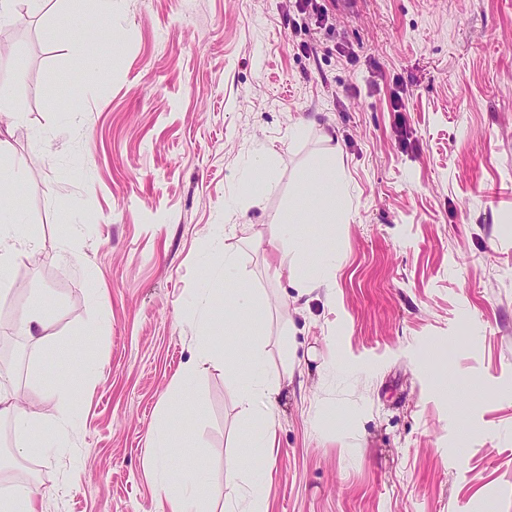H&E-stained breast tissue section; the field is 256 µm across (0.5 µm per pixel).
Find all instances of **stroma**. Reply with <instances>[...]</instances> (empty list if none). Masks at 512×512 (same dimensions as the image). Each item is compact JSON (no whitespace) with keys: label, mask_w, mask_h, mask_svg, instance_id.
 Returning <instances> with one entry per match:
<instances>
[{"label":"stroma","mask_w":512,"mask_h":512,"mask_svg":"<svg viewBox=\"0 0 512 512\" xmlns=\"http://www.w3.org/2000/svg\"><path fill=\"white\" fill-rule=\"evenodd\" d=\"M324 2L319 24L286 0H18L0 25L22 113L1 175L36 232L0 306L52 298L22 389L71 417L28 459L37 512H160L165 414L188 435L171 469L202 466L215 512L231 464L268 476V512H512V0ZM331 151L345 185L335 224L304 227V293L272 275L271 226L314 213ZM226 286L256 298L279 383L270 463L223 364L179 405ZM62 342L66 377L41 362Z\"/></svg>","instance_id":"obj_1"}]
</instances>
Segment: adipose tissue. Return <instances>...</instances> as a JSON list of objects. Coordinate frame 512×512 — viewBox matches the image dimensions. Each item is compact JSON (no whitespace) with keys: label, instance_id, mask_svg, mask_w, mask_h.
<instances>
[{"label":"adipose tissue","instance_id":"adipose-tissue-1","mask_svg":"<svg viewBox=\"0 0 512 512\" xmlns=\"http://www.w3.org/2000/svg\"><path fill=\"white\" fill-rule=\"evenodd\" d=\"M311 183L323 193L320 211L322 223H335L334 203L341 187V172L335 159L317 161L312 170ZM229 296L237 308L239 320L246 328L248 341L243 355L228 360L227 366L230 371L240 373L243 379L239 400L246 416L244 436L249 451L268 457L274 448L275 417L271 403L279 386L270 381L261 368L263 351L259 336L263 323L257 316L250 294L237 288L231 290ZM48 307V296L40 289H30L28 304L14 321L17 334L30 340L41 338L47 328ZM0 421L9 423L12 428L15 435L14 451L18 457L42 453L53 442L52 426L41 423L36 419L34 411L19 402L9 378L2 374ZM181 438L182 431L171 417L162 420L150 436L164 512H209L206 501L201 498V469L174 471L168 466L174 449L181 445Z\"/></svg>","mask_w":512,"mask_h":512}]
</instances>
